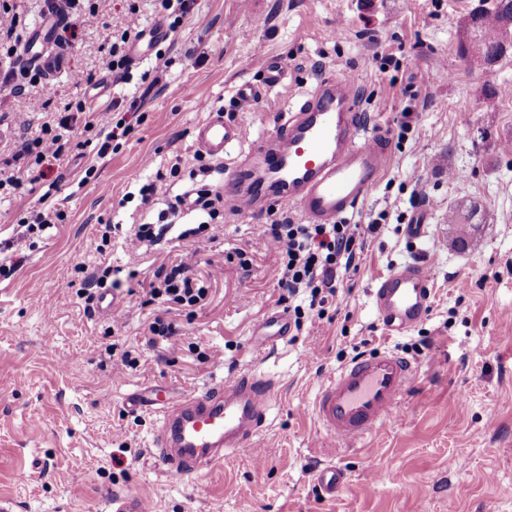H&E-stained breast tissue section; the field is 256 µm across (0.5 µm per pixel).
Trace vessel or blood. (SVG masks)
Masks as SVG:
<instances>
[{
	"label": "vessel or blood",
	"instance_id": "1",
	"mask_svg": "<svg viewBox=\"0 0 512 512\" xmlns=\"http://www.w3.org/2000/svg\"><path fill=\"white\" fill-rule=\"evenodd\" d=\"M60 22L58 15H48L28 37L26 54L34 63H43L48 39ZM165 35L160 21L143 28L131 50L133 58L147 54ZM355 101L347 79L321 80L298 111L285 114L279 133L256 143L249 159L233 164L224 187L225 214L290 206L306 223L333 224L355 210L379 181L388 159L383 137L363 129ZM243 137L241 125L225 120L222 111H212L197 126L194 146L220 161L227 147ZM431 293L430 270L409 263L377 282L373 306L389 330L401 332L426 317ZM291 333L287 313H269L254 330V349L265 355ZM414 375L412 363L396 353L361 356L320 388L313 415L340 442L365 439L395 419ZM276 397L274 380L247 372L191 395L169 397L162 390L146 389L129 394L125 405L132 412L159 413L151 455L165 478L179 483L221 465L226 453L255 452ZM344 479L332 464L315 474L329 497ZM107 500L110 512H153L150 500L132 489L113 491Z\"/></svg>",
	"mask_w": 512,
	"mask_h": 512
}]
</instances>
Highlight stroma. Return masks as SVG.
<instances>
[{"label": "stroma", "mask_w": 512, "mask_h": 512, "mask_svg": "<svg viewBox=\"0 0 512 512\" xmlns=\"http://www.w3.org/2000/svg\"><path fill=\"white\" fill-rule=\"evenodd\" d=\"M479 0H194L188 18L133 67L129 83H109L113 29L130 14L157 18L156 0H98V22L68 21L72 34L56 70L22 90L0 84V162L40 135L60 112L88 102L99 122L113 102H137L131 132L97 157L82 125L64 131L69 160L43 182L20 172L21 190L0 196V260L17 261L0 278V500L14 512H106V494L130 487L155 512H512V51L490 68L463 58L462 23ZM286 65L270 87L262 65ZM166 67V88L147 77ZM87 74L78 84L73 74ZM354 82L364 127L388 137L386 170L367 200L347 216L382 218L359 269L344 275L329 318L256 358L252 331L279 310V255L265 229L270 213L245 214L192 235L186 212L159 245L132 250L131 226L156 222L159 206L126 193L195 153L193 132L209 109L240 123V150L272 135L279 111L298 107L326 77ZM257 97L239 108L236 89ZM26 126H19L18 115ZM93 178H85L86 168ZM63 223L22 235L49 182ZM423 193L412 197L414 182ZM477 204L479 228L459 246L450 208ZM424 218L421 236L407 226ZM115 225L102 245L105 225ZM245 250L241 267L234 257ZM184 262L209 281L204 305L189 310L146 302L143 287L160 266ZM432 276L431 307L407 332L379 321L375 283L411 262ZM223 273L211 277L212 266ZM133 273L115 291L111 313L86 309L84 277L105 267ZM175 325L152 342L155 317ZM369 340L413 361L417 375L399 418L344 448L312 414L320 387ZM428 340L422 355L414 344ZM137 365L116 369L113 347ZM258 370L279 385L262 461L243 454L183 483L165 481L150 451L158 416L131 412L126 394L154 386L178 396L225 377ZM332 463L346 474L335 497L322 495L313 470Z\"/></svg>", "instance_id": "stroma-1"}]
</instances>
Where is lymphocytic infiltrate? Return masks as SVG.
Listing matches in <instances>:
<instances>
[{
    "label": "lymphocytic infiltrate",
    "instance_id": "1",
    "mask_svg": "<svg viewBox=\"0 0 512 512\" xmlns=\"http://www.w3.org/2000/svg\"><path fill=\"white\" fill-rule=\"evenodd\" d=\"M0 60L5 61V82L36 80L31 68L21 66L22 25L19 15L9 5L0 6ZM86 110L85 103H77L72 112L63 116L58 126H45L41 136L23 141L12 154L10 166L31 171L49 161L61 159L66 152L62 129L76 122ZM213 167L201 164L190 169L193 180L189 191L170 197L166 212L176 215L184 207H191L216 219L214 191L208 181ZM378 223L358 224H291L273 222L266 230L270 242L281 257L277 281L279 300L288 306L292 328L302 331L305 325L321 322L327 306L332 305L338 290L340 272L357 270L356 259L363 250L365 235L377 233ZM151 300H160L182 307H195L205 301L208 290L191 276L185 265L178 264L159 281L149 284Z\"/></svg>",
    "mask_w": 512,
    "mask_h": 512
}]
</instances>
